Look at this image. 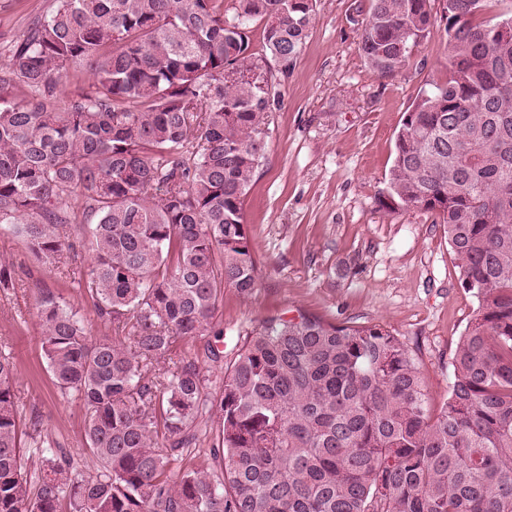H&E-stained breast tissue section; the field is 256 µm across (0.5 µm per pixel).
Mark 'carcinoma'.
Listing matches in <instances>:
<instances>
[{"label":"carcinoma","mask_w":512,"mask_h":512,"mask_svg":"<svg viewBox=\"0 0 512 512\" xmlns=\"http://www.w3.org/2000/svg\"><path fill=\"white\" fill-rule=\"evenodd\" d=\"M485 0H369L359 48L388 77L433 28L448 79L418 94L379 205L446 225L460 286L477 301L436 412L405 344L382 325L303 313L208 345L224 289L260 283L243 206L280 106L275 80L310 37L314 0H55L0 67V224L48 267L77 263L99 317L38 301L53 382L86 410L87 476L54 448L29 475L16 364L0 350V512H512V34ZM261 26V49L252 33ZM89 78L62 100L64 78ZM219 469L180 466L203 420Z\"/></svg>","instance_id":"cac0c4a2"}]
</instances>
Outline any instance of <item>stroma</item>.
<instances>
[{
	"instance_id": "35a3bbf8",
	"label": "stroma",
	"mask_w": 512,
	"mask_h": 512,
	"mask_svg": "<svg viewBox=\"0 0 512 512\" xmlns=\"http://www.w3.org/2000/svg\"><path fill=\"white\" fill-rule=\"evenodd\" d=\"M368 0H315V20L296 65L281 80V107L270 118L266 158L244 202L261 280L252 296L225 289L217 320L223 335L189 341L230 353L239 327L303 312L333 324H382L414 357L429 402L440 408L453 381L451 356L477 303L460 286L444 225L423 209L389 213L378 203L395 136L421 88L448 75L446 35L434 29L405 67L378 78L359 50L356 8ZM53 0H0V66L7 47ZM14 286L0 289V341L17 365L19 435L27 469H37L30 433L40 425L77 473L92 471L84 445L85 409L61 397L43 355L40 293L52 292L87 320L92 338L121 331L99 318L84 290L40 264L24 241L0 226V265Z\"/></svg>"
}]
</instances>
